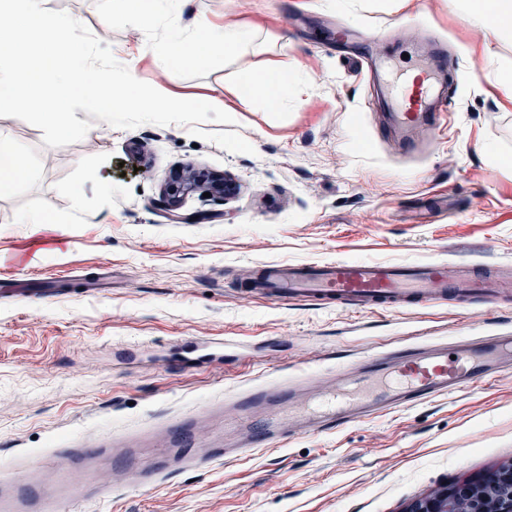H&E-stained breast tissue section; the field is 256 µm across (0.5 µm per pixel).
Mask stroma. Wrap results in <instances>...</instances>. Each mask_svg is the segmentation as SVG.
Wrapping results in <instances>:
<instances>
[{"mask_svg":"<svg viewBox=\"0 0 512 512\" xmlns=\"http://www.w3.org/2000/svg\"><path fill=\"white\" fill-rule=\"evenodd\" d=\"M138 80L185 97L218 96L234 123L98 127L60 148L0 117L31 170L0 196V502L20 512H405L464 474L512 461V370L476 386L290 438L224 453V402L299 372L298 400L370 354L484 330L512 333V292L487 287L391 311L245 295L270 261L443 259L512 265V37L463 0H189L138 23L116 0H47ZM236 25L250 41L165 77L172 34ZM347 30L349 41L327 35ZM456 56L446 134L411 133L380 111L392 73ZM148 55H141V48ZM291 61L278 108L243 73ZM232 184L222 198L162 207L174 172ZM81 208H74V195ZM208 212L207 220L190 216ZM44 224H24L26 214ZM225 339L220 362L191 342Z\"/></svg>","mask_w":512,"mask_h":512,"instance_id":"stroma-1","label":"stroma"}]
</instances>
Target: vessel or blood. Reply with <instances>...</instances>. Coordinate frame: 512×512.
Instances as JSON below:
<instances>
[{"label": "vessel or blood", "instance_id": "1", "mask_svg": "<svg viewBox=\"0 0 512 512\" xmlns=\"http://www.w3.org/2000/svg\"><path fill=\"white\" fill-rule=\"evenodd\" d=\"M457 69L456 60L443 52L429 68H417L414 77L405 80L401 88V110L392 115V123L401 130L422 121L442 126L450 104L436 92L435 76ZM490 281L499 288H512V273L495 268L480 276L472 268L454 267L438 259L411 264L354 260L270 262L251 278L250 290L275 303L334 301L401 308L426 306L450 293L478 296ZM511 364L512 338L490 336L451 350L435 346L401 355L375 354L366 360L363 374L351 382L360 392L356 399L330 390L313 401L295 405L290 403L286 389L258 387L247 402L267 406L268 412L244 428V445H280L296 433L324 430L401 408L415 400L474 386Z\"/></svg>", "mask_w": 512, "mask_h": 512}]
</instances>
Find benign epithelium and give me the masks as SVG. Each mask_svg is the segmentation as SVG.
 Wrapping results in <instances>:
<instances>
[{
  "instance_id": "benign-epithelium-1",
  "label": "benign epithelium",
  "mask_w": 512,
  "mask_h": 512,
  "mask_svg": "<svg viewBox=\"0 0 512 512\" xmlns=\"http://www.w3.org/2000/svg\"><path fill=\"white\" fill-rule=\"evenodd\" d=\"M203 187L210 196L227 195L223 178L206 172L189 171L173 178L164 191L165 208L179 219L181 198L190 190ZM501 487L512 489V463L467 476L441 486L430 495L412 503L405 512H512V495L498 493Z\"/></svg>"
}]
</instances>
